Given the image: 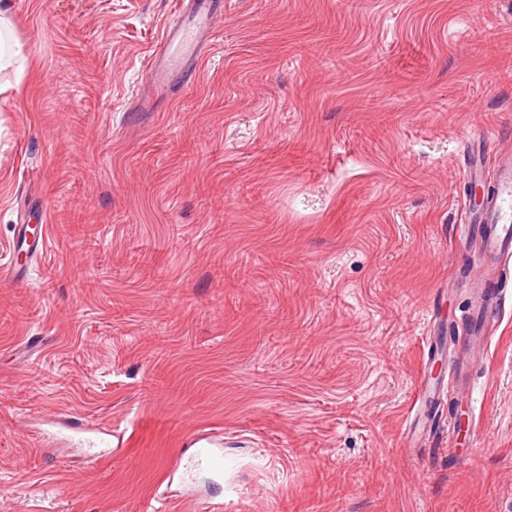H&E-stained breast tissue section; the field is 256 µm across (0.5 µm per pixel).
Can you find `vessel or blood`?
I'll use <instances>...</instances> for the list:
<instances>
[{
	"label": "vessel or blood",
	"mask_w": 512,
	"mask_h": 512,
	"mask_svg": "<svg viewBox=\"0 0 512 512\" xmlns=\"http://www.w3.org/2000/svg\"><path fill=\"white\" fill-rule=\"evenodd\" d=\"M223 9L224 0H181L176 18L164 25L157 47L148 56L146 74L151 86L163 91L191 81ZM492 183L491 202L478 208L466 207L458 234L464 239L479 236L484 253L502 263L512 260L511 157L498 159ZM187 444L193 448L197 464L223 471L224 454L217 433H195Z\"/></svg>",
	"instance_id": "obj_1"
}]
</instances>
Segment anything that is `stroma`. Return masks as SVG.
<instances>
[{
    "label": "stroma",
    "instance_id": "35a3bbf8",
    "mask_svg": "<svg viewBox=\"0 0 512 512\" xmlns=\"http://www.w3.org/2000/svg\"><path fill=\"white\" fill-rule=\"evenodd\" d=\"M6 9L0 512H512V266L456 233L468 146L512 154V0H226L143 112L176 0ZM16 46L17 39L13 29L7 23L2 26L0 18V72L18 63L20 52ZM186 444L194 448V458L198 465H205L215 471H224V454L219 447V435L211 431H201L191 435Z\"/></svg>",
    "mask_w": 512,
    "mask_h": 512
}]
</instances>
